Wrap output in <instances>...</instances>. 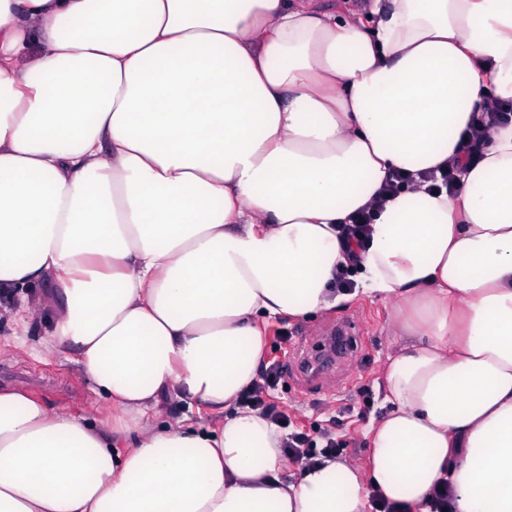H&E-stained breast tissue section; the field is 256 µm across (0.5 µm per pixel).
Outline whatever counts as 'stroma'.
Returning a JSON list of instances; mask_svg holds the SVG:
<instances>
[{
	"label": "stroma",
	"mask_w": 512,
	"mask_h": 512,
	"mask_svg": "<svg viewBox=\"0 0 512 512\" xmlns=\"http://www.w3.org/2000/svg\"><path fill=\"white\" fill-rule=\"evenodd\" d=\"M44 294L42 287L29 289L27 298L8 301L9 312L0 317V387L25 390L49 409L76 416L108 412V403L80 378L72 353L45 351L47 312L29 310L27 304L28 298ZM341 318L356 319L362 327L355 358L341 364L332 379L311 381L297 370L283 372L275 401L311 435L333 429L345 443L344 457L363 468L371 452V431L390 410L383 373L401 344L393 327L392 302L361 295L308 320H275L266 327L263 360L268 363L277 356L272 345L277 328H286L295 351L302 352L316 345L320 332ZM23 319L28 329L20 328Z\"/></svg>",
	"instance_id": "stroma-1"
}]
</instances>
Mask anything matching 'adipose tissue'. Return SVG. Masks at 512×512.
Here are the masks:
<instances>
[{
  "label": "adipose tissue",
  "instance_id": "obj_1",
  "mask_svg": "<svg viewBox=\"0 0 512 512\" xmlns=\"http://www.w3.org/2000/svg\"><path fill=\"white\" fill-rule=\"evenodd\" d=\"M510 100L512 0H0V296L51 284L47 347L113 408L0 388V512H512V122L461 152ZM351 261L404 341L391 409L367 468L286 481L239 395ZM168 396L219 425L157 423Z\"/></svg>",
  "mask_w": 512,
  "mask_h": 512
}]
</instances>
